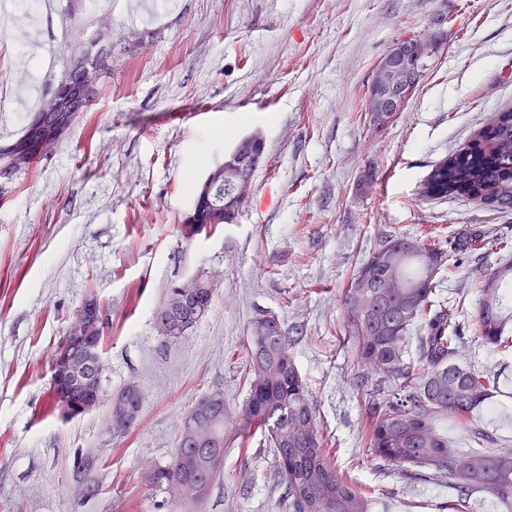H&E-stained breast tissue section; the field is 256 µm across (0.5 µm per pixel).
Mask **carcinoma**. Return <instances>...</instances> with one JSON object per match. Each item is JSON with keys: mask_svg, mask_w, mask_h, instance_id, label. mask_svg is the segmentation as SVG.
<instances>
[{"mask_svg": "<svg viewBox=\"0 0 512 512\" xmlns=\"http://www.w3.org/2000/svg\"><path fill=\"white\" fill-rule=\"evenodd\" d=\"M99 40L90 39L79 61L105 69ZM75 112H59L50 118L31 113L20 136L0 143V168L15 175L40 158L30 148L36 126L61 119L74 122ZM232 187L216 184L198 224L180 225L185 239L224 223V200ZM427 197L456 196L485 202L502 212L512 211V109L496 113L470 144L453 157L436 164L424 181ZM490 244L487 232L477 228L463 232L453 243V253L481 252ZM448 262V253L431 240L391 237L375 246L343 290L346 321L355 338L359 362L372 369L376 385L396 382V400L370 407L367 443L375 456L403 470L432 466L448 474L455 490L453 512H470L471 497L484 493L502 503L512 502V456L496 450L454 446L438 431L436 421L465 425L476 411L500 392L499 378L461 362L462 342L456 319L461 301L435 307L431 296L437 276ZM488 300L481 302L470 324L472 340L484 347L512 349V262L484 275L478 282ZM174 289L167 290L157 315L174 325L191 328L192 310L173 306ZM419 328L416 362H405L407 334ZM288 336L279 321L264 315L254 322L248 349L249 394L224 425V404L197 400L203 427L200 439L179 434L178 451L170 464L154 466L150 481L170 494L188 485L197 494L192 503L204 500L224 467V449L245 447L256 433L276 449V474L288 488L293 512H368L369 500L353 489L336 471L323 449L315 408L289 351Z\"/></svg>", "mask_w": 512, "mask_h": 512, "instance_id": "cac0c4a2", "label": "carcinoma"}]
</instances>
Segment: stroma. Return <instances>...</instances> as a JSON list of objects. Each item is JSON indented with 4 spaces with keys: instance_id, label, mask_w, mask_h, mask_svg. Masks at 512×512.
I'll use <instances>...</instances> for the list:
<instances>
[{
    "instance_id": "35a3bbf8",
    "label": "stroma",
    "mask_w": 512,
    "mask_h": 512,
    "mask_svg": "<svg viewBox=\"0 0 512 512\" xmlns=\"http://www.w3.org/2000/svg\"><path fill=\"white\" fill-rule=\"evenodd\" d=\"M57 2L37 16L39 53L18 16L0 20V136H19L38 108L17 107V56L44 96L92 34L112 62L58 145L0 186V512H291L258 434L227 449L200 503L171 501L146 477L172 461L199 397L222 392L230 416L245 401L246 348L264 315L288 334L336 470L367 492L370 512H451L447 477L402 471L368 447L365 370L341 296L392 235L428 234L445 250L477 224L512 242V212L422 194L433 165L512 107V0H158L147 19L128 0L106 14L92 0ZM404 33L432 49L402 112L378 129L364 96ZM255 130L266 157L237 223L185 240L197 185ZM503 257L453 256L434 304L461 297L474 316L476 283ZM196 275L217 282L208 311L184 336H160L166 289ZM91 296L104 312V395L129 384L144 395L127 433L110 429L106 402L67 422L52 409L54 351ZM462 359L500 374L478 424L490 447L512 450V354L469 341Z\"/></svg>"
}]
</instances>
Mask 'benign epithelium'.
Masks as SVG:
<instances>
[{
	"label": "benign epithelium",
	"instance_id": "obj_1",
	"mask_svg": "<svg viewBox=\"0 0 512 512\" xmlns=\"http://www.w3.org/2000/svg\"><path fill=\"white\" fill-rule=\"evenodd\" d=\"M430 43L425 40L411 45L396 41L379 60L373 79L365 95L364 111L394 112L402 110L419 81L420 64L428 54ZM77 69L78 89L82 96H90L97 89L100 73L81 63ZM71 96L67 85H59L44 99L42 111L64 112ZM265 139L261 132L253 131L240 137L224 153V161L211 168L202 182L201 196L185 215L186 222L195 223V212L202 209L213 185L224 176L236 178V198L243 202L249 195L255 172L264 161ZM200 277L195 276L176 285L174 304L182 308L191 305ZM103 321V311L97 298H88L78 311L77 319L69 331V348L55 353L51 367V385L59 404V414L65 420L80 417L97 407L103 400L102 388L90 391L89 380L98 377L102 365L100 337L90 334L89 323ZM144 401L141 389L131 384L129 390L110 397L109 423L116 431L131 428L138 420Z\"/></svg>",
	"mask_w": 512,
	"mask_h": 512
}]
</instances>
